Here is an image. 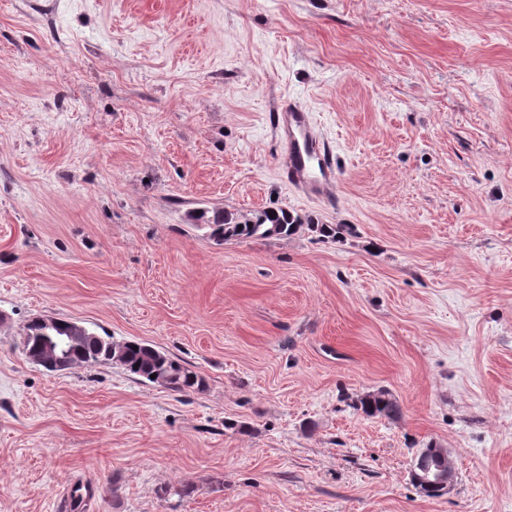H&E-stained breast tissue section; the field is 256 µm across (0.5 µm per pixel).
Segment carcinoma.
Wrapping results in <instances>:
<instances>
[{
  "mask_svg": "<svg viewBox=\"0 0 512 512\" xmlns=\"http://www.w3.org/2000/svg\"><path fill=\"white\" fill-rule=\"evenodd\" d=\"M189 220L196 227L207 229L208 237L218 244L229 240L288 236L302 225L300 217L282 208H266L249 216L199 208L189 214ZM72 327L73 323L68 321H48L41 317L29 320L24 327L26 356L35 358L43 355L48 338L62 336ZM83 335L70 357L73 365L111 361L132 375L174 392L203 385V379L196 372L148 343L134 340L114 343L112 337L101 336L89 329ZM152 374L155 375L153 379L150 378ZM360 410L368 417L392 418L400 413L397 401L384 389L361 400ZM88 496L90 488L76 486L70 494L69 512H82Z\"/></svg>",
  "mask_w": 512,
  "mask_h": 512,
  "instance_id": "cac0c4a2",
  "label": "carcinoma"
}]
</instances>
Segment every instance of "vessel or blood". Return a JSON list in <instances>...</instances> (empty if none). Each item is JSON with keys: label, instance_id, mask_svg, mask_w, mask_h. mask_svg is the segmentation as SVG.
I'll return each mask as SVG.
<instances>
[{"label": "vessel or blood", "instance_id": "b4317fda", "mask_svg": "<svg viewBox=\"0 0 512 512\" xmlns=\"http://www.w3.org/2000/svg\"><path fill=\"white\" fill-rule=\"evenodd\" d=\"M273 131L282 148L281 173L288 186L307 198H334L336 153L308 108L293 100L281 105L273 116Z\"/></svg>", "mask_w": 512, "mask_h": 512}]
</instances>
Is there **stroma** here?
Returning a JSON list of instances; mask_svg holds the SVG:
<instances>
[{
    "label": "stroma",
    "mask_w": 512,
    "mask_h": 512,
    "mask_svg": "<svg viewBox=\"0 0 512 512\" xmlns=\"http://www.w3.org/2000/svg\"><path fill=\"white\" fill-rule=\"evenodd\" d=\"M288 98L334 201L280 178ZM200 207L302 225L218 246ZM35 317L204 385L46 370ZM380 389L397 417L358 410ZM78 484L86 512H512V0H0V512ZM416 484L420 486H436L444 490H449L454 480V468L446 450H441L438 457V463L431 466H421L415 470Z\"/></svg>",
    "instance_id": "1"
}]
</instances>
